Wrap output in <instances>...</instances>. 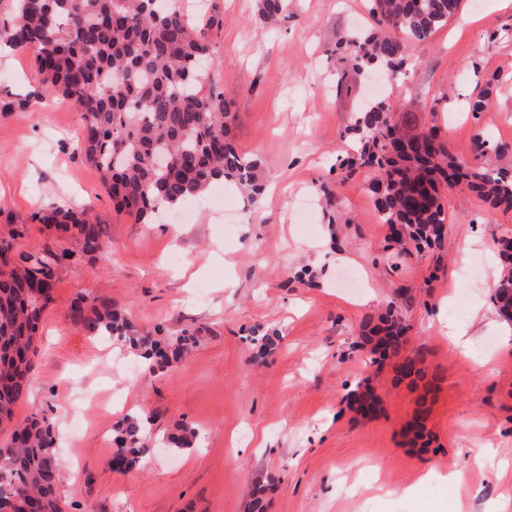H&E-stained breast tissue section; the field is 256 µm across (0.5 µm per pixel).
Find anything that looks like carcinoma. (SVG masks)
Returning <instances> with one entry per match:
<instances>
[{
    "label": "carcinoma",
    "instance_id": "obj_1",
    "mask_svg": "<svg viewBox=\"0 0 512 512\" xmlns=\"http://www.w3.org/2000/svg\"><path fill=\"white\" fill-rule=\"evenodd\" d=\"M288 0H258L265 20L281 15ZM373 28L340 34L326 49L336 62V88L349 72L384 68L389 82L407 74L411 46L426 40L457 17L464 0H364ZM13 49L38 50V68L50 91L72 100L83 116L76 146L101 173L120 210L150 224L163 211H175L217 181L237 186L251 204L264 193L261 160L240 153L232 143L231 112L222 94L206 88L209 76L196 62L212 51L207 28L181 0H14L9 31ZM498 77L475 88L467 101L472 118L490 108ZM401 95L391 91L364 103L350 134L349 150L336 157V170L351 177L372 171L367 191L379 223L394 232L400 252L409 246L442 251L447 243L448 209L443 191L459 189L491 210L512 211V174L459 158L439 126L418 125L401 112ZM41 224L76 231L81 250L61 241L41 255L18 251L17 229L0 233V423L12 421L14 409L29 388L31 353L42 317L53 300L50 287L57 271L86 255L104 254V230L85 211L53 207L34 214ZM498 255L505 272L493 291L499 314L512 308V252ZM413 301L402 296L385 309L366 315L359 334L373 344L370 353L392 362L398 379L425 377L421 354L402 355ZM71 323L89 336H111L165 370L196 344L195 334L158 339L139 330L112 299L76 298ZM277 333L252 329L260 357L277 347ZM151 415H129L114 429L113 470L129 471L151 452ZM195 429L182 426L166 445L192 447ZM24 499L35 512H65L59 491L53 424L33 414L16 422L10 445L0 448V508Z\"/></svg>",
    "mask_w": 512,
    "mask_h": 512
}]
</instances>
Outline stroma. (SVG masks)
Segmentation results:
<instances>
[{
	"label": "stroma",
	"instance_id": "1",
	"mask_svg": "<svg viewBox=\"0 0 512 512\" xmlns=\"http://www.w3.org/2000/svg\"><path fill=\"white\" fill-rule=\"evenodd\" d=\"M12 17L13 0H0V106L13 105L0 109V227L23 225L19 247L34 253L57 235L35 220L40 209H85L106 226L105 256L59 273L15 409L54 423L68 512H248L259 484L267 512H496L512 497V347L497 340L501 317L485 287L512 211L451 190L445 271L435 272L431 251H388L367 174L345 180L333 170L369 85L356 77L350 94L337 93L323 51L368 23L362 0H288L272 24L254 0H208L210 81L229 104L236 149L261 158L268 190L229 220L198 200L190 224H142L114 209L100 172L74 149L79 110L49 92L36 48L7 46ZM508 28L512 6L482 0L412 47V110L438 123L462 159H472L477 135L512 142ZM494 75L482 120L461 113V95ZM325 179L339 201L333 212L318 200ZM305 194L316 202L304 216L295 201ZM173 249L184 256L176 266L166 261ZM474 257L481 274L462 278ZM303 269L314 286L296 280ZM403 287L415 295L405 352L427 358L416 382L396 380L388 363L369 367L358 336L362 319ZM80 294L112 298L150 332L191 329L197 344L164 374L131 372L125 345L70 322ZM447 322L469 325V353L444 340ZM256 326L281 334L265 359L250 342ZM473 354L490 357L485 371L473 370ZM362 382L374 410L355 401ZM135 414L152 416L159 446L120 473L109 465L112 427ZM420 414L426 436L413 443L405 429ZM180 425L197 431L187 452L161 444ZM476 448L492 451L481 472Z\"/></svg>",
	"mask_w": 512,
	"mask_h": 512
}]
</instances>
